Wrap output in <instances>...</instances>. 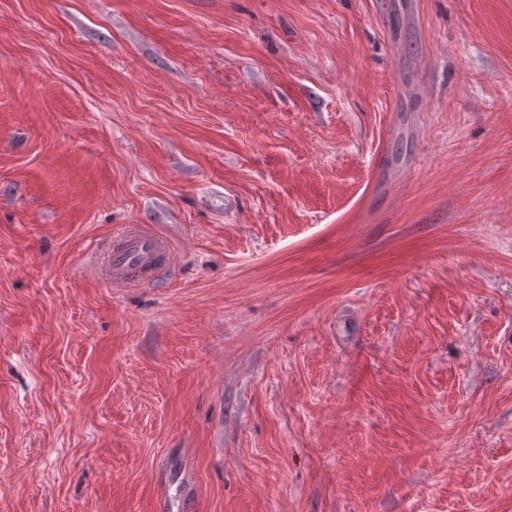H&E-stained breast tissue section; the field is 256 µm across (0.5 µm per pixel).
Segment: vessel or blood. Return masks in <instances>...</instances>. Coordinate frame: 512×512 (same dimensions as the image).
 <instances>
[{
	"label": "vessel or blood",
	"mask_w": 512,
	"mask_h": 512,
	"mask_svg": "<svg viewBox=\"0 0 512 512\" xmlns=\"http://www.w3.org/2000/svg\"><path fill=\"white\" fill-rule=\"evenodd\" d=\"M165 246L158 237L138 232L127 235L113 250L108 271L114 282H129L161 270Z\"/></svg>",
	"instance_id": "1"
}]
</instances>
